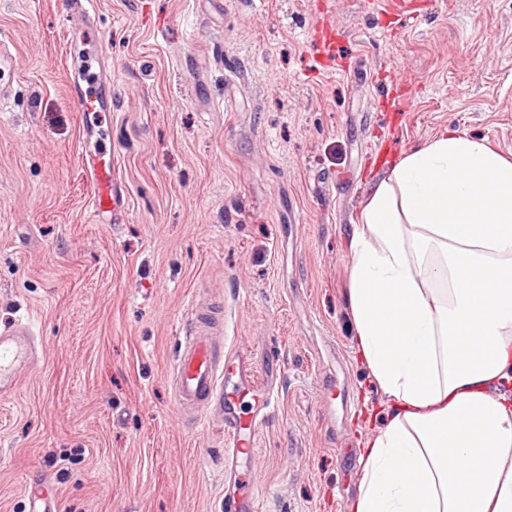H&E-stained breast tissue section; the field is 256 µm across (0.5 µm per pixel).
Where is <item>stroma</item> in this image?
<instances>
[{
  "label": "stroma",
  "mask_w": 512,
  "mask_h": 512,
  "mask_svg": "<svg viewBox=\"0 0 512 512\" xmlns=\"http://www.w3.org/2000/svg\"><path fill=\"white\" fill-rule=\"evenodd\" d=\"M0 0L17 78L0 112V332L39 362L0 395V512L30 482L61 512H221L224 430H193L171 375L192 301L223 310L270 397L236 479L260 512H349L364 404L346 291L353 226L385 159L443 126L512 155V0ZM343 34L324 72L312 31ZM103 46L96 122L130 210L83 221L64 37ZM397 99L403 112H381Z\"/></svg>",
  "instance_id": "obj_1"
}]
</instances>
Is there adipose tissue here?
I'll return each instance as SVG.
<instances>
[{
  "instance_id": "adipose-tissue-1",
  "label": "adipose tissue",
  "mask_w": 512,
  "mask_h": 512,
  "mask_svg": "<svg viewBox=\"0 0 512 512\" xmlns=\"http://www.w3.org/2000/svg\"><path fill=\"white\" fill-rule=\"evenodd\" d=\"M350 249L388 417L351 512H512V160L443 128L372 186Z\"/></svg>"
}]
</instances>
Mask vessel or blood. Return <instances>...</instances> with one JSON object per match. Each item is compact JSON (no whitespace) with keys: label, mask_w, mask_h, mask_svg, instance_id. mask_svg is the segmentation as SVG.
Listing matches in <instances>:
<instances>
[{"label":"vessel or blood","mask_w":512,"mask_h":512,"mask_svg":"<svg viewBox=\"0 0 512 512\" xmlns=\"http://www.w3.org/2000/svg\"><path fill=\"white\" fill-rule=\"evenodd\" d=\"M318 62L336 63V33L328 31L314 44ZM69 96L82 114L83 128H90L99 112L105 109L102 95L83 92L77 80L69 82ZM80 163L87 192L82 210L90 224H108L113 217L126 213L129 201L115 187L112 163L104 154L82 145ZM184 343L173 367V398L176 408L191 417L196 429L209 427L212 421L224 425V456L231 459L249 454L251 439L247 432L252 419L232 412L230 405L242 388L249 386L254 374L242 352H224L215 339L217 325L205 306L190 307L182 327ZM34 357L29 326L18 323L14 329L0 333V395L14 391L19 382L18 369Z\"/></svg>","instance_id":"vessel-or-blood-1"}]
</instances>
